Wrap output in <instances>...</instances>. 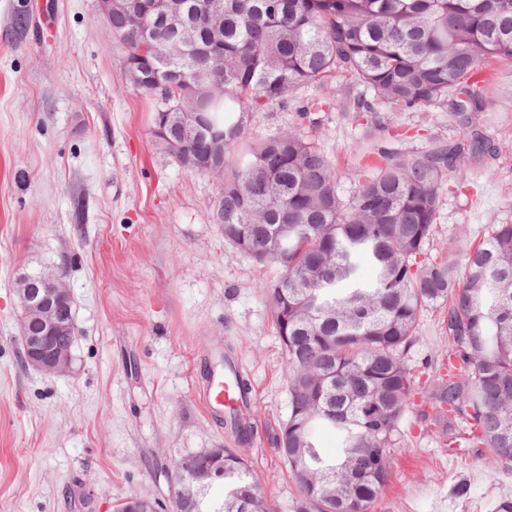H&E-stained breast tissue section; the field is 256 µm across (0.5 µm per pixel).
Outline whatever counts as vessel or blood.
Listing matches in <instances>:
<instances>
[{"mask_svg":"<svg viewBox=\"0 0 512 512\" xmlns=\"http://www.w3.org/2000/svg\"><path fill=\"white\" fill-rule=\"evenodd\" d=\"M240 369L232 359L223 358L220 352H212L202 375L198 395L204 407L215 419H222L225 409L243 411L255 399V392H243L236 387V375Z\"/></svg>","mask_w":512,"mask_h":512,"instance_id":"obj_1","label":"vessel or blood"}]
</instances>
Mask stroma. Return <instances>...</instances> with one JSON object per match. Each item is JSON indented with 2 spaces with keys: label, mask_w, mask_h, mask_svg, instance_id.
Wrapping results in <instances>:
<instances>
[{
  "label": "stroma",
  "mask_w": 512,
  "mask_h": 512,
  "mask_svg": "<svg viewBox=\"0 0 512 512\" xmlns=\"http://www.w3.org/2000/svg\"><path fill=\"white\" fill-rule=\"evenodd\" d=\"M50 34L37 0H0V512H115L127 498L168 501L170 460L233 438L196 395L203 358L217 349L250 379L242 444L272 512H292L295 486L274 437L288 416L284 351L259 285L276 281L225 242L212 221L223 184L162 153L153 104L126 79L120 47L97 0H52ZM29 26L12 31L18 11ZM494 78L476 126L495 157L464 160L465 181L444 188L430 254L448 235L475 243L512 224V62L486 60ZM344 74L304 86L289 106L253 113L252 138L288 129L311 109L304 133L336 168L348 199L361 148L378 136L344 109ZM386 144L401 152L456 139L443 105L380 112ZM83 223L71 220L75 201ZM64 266L79 335L69 373L46 376L23 361L18 268ZM406 445L373 512H490L512 497V466L449 454L430 419L406 413ZM465 481L467 493L449 494Z\"/></svg>",
  "instance_id": "stroma-1"
}]
</instances>
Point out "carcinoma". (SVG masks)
<instances>
[{"instance_id": "obj_1", "label": "carcinoma", "mask_w": 512, "mask_h": 512, "mask_svg": "<svg viewBox=\"0 0 512 512\" xmlns=\"http://www.w3.org/2000/svg\"><path fill=\"white\" fill-rule=\"evenodd\" d=\"M140 2L118 3L108 34L129 83L164 101L154 108L155 141L179 166L205 174V142L171 153L161 115L176 134V116L200 112L224 135V241L281 271L260 288L285 354L288 439L276 449L299 493L293 512H372L418 395L422 414L462 424L445 429L448 447L464 442L511 464L512 224L488 225L461 254L454 236L444 257L428 246L443 186L464 180L466 156L497 150L473 118L485 106L481 63L512 60V0H224V15L208 26L156 0L164 47L155 57L142 53L132 24ZM217 71L221 91L212 86ZM339 72L365 90L351 111L443 104L459 137L421 153L373 146L352 170L358 190L345 201L334 164L301 132L310 110H297L286 131L246 136L251 112ZM363 263L373 280L360 278ZM438 309L444 344L427 376L408 354L422 314ZM323 428L336 435L333 459L320 448ZM220 482L222 502L203 489L180 508L265 512L241 449H224Z\"/></svg>"}]
</instances>
